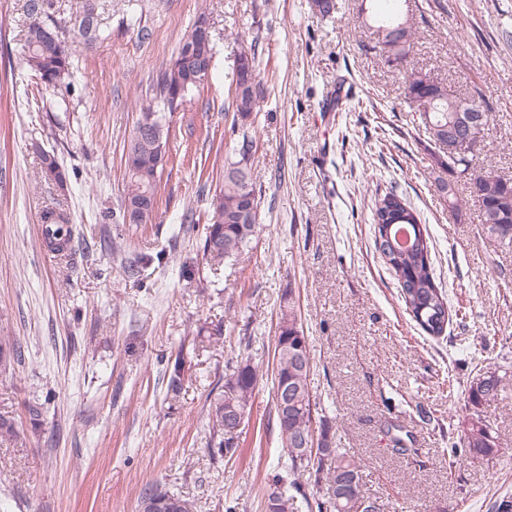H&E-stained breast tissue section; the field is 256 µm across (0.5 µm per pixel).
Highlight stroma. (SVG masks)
Instances as JSON below:
<instances>
[{
    "label": "stroma",
    "instance_id": "obj_1",
    "mask_svg": "<svg viewBox=\"0 0 512 512\" xmlns=\"http://www.w3.org/2000/svg\"><path fill=\"white\" fill-rule=\"evenodd\" d=\"M55 2L74 69L41 94L18 65L26 0H0V336L22 353L0 369V416L16 424L0 439V512H138L153 485L190 498L195 512H263L268 478L287 457L271 370L288 305L311 354L312 428L331 427L381 512H496L512 501V247L484 236L464 182L459 210L436 192L435 146L366 23L388 0H337L328 16L312 0H97L98 40L74 31L73 0ZM400 9L415 28L410 68L481 96L490 119L478 162L512 178V0ZM202 13L213 65L169 119L156 220L122 223L124 143L152 78ZM254 41L263 99L242 129L228 75ZM246 134L262 223L239 260L213 265L202 225L181 216L208 210L201 186L221 178ZM43 150L66 188L42 176ZM391 186L433 241L452 312L443 336L411 319L375 249L371 200ZM58 205L73 238L68 258L51 262L38 227ZM103 238L120 250H101ZM176 353L185 382L173 396L165 361ZM241 357L257 364L259 384L237 459L214 460L206 396ZM490 372L504 386L483 406L498 451L450 458L469 388ZM397 437L412 455L393 453Z\"/></svg>",
    "mask_w": 512,
    "mask_h": 512
}]
</instances>
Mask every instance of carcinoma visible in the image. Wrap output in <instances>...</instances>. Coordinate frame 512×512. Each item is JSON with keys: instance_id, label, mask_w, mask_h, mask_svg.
I'll use <instances>...</instances> for the list:
<instances>
[{"instance_id": "obj_1", "label": "carcinoma", "mask_w": 512, "mask_h": 512, "mask_svg": "<svg viewBox=\"0 0 512 512\" xmlns=\"http://www.w3.org/2000/svg\"><path fill=\"white\" fill-rule=\"evenodd\" d=\"M54 0H27L29 18L18 63L46 90H55L71 75L73 63L60 26L53 16ZM95 0H79L74 21L79 32L86 36L93 27ZM199 14L179 39L174 56L162 67L151 85L150 103L141 108L132 132L124 145L131 159L125 160L123 190L119 215L125 216L129 202L143 200L146 207L138 219L151 224L156 217L157 190L164 170L156 140L140 136L139 124L152 123L159 127L163 146H168L169 128L166 114L177 111L185 96L203 83L200 72L212 68L213 55L201 56L189 52L205 41L199 26ZM376 34L382 55L395 58L404 66L413 44L412 26L408 19L388 12L376 20ZM259 45L252 42L234 60L229 91L236 121L243 125L254 120L260 112L262 90L258 80ZM404 95L415 111L430 142L437 144L448 137V126L455 122L456 100L436 84L425 82L421 73L412 71L405 76ZM476 154L454 162L453 170L467 184H476L478 191L470 197L478 206L483 232L493 241L512 247V178L493 171L478 169ZM42 173L59 184L66 182L65 170L55 155L44 151L40 155ZM240 150L224 160V177L215 185L212 209L204 225L201 250L203 257L217 264L237 258L254 239L260 220L262 191L257 188L252 164L240 166ZM436 192L448 207H458L454 187L442 176L434 179ZM375 224V249L400 288L401 298L412 319L427 334L442 336L449 323L448 299L437 283L433 272L431 252L433 243L420 213L404 194L390 188L376 194L371 207ZM44 223L57 224L56 237L50 247L56 252L68 250L73 229L64 210L51 209L44 214ZM18 359V346L13 340L0 338V365ZM170 375L167 392L177 394L182 388L184 358L177 353L166 362ZM311 357L304 330L298 325L293 307L282 313L275 342L272 389L288 390V409L274 400L276 424L283 447L287 448L288 465L272 478V493L277 495V512H323L321 502H312L308 486L326 487L330 508L334 512H368L362 506L367 500L361 491V465L349 451L336 445L329 428L323 427L319 436L312 430V401L310 392ZM259 382L258 367L250 360L229 362L224 375L218 377L206 397L212 440V457L231 459L238 448L239 436L228 434L224 421L229 415L244 419L249 415L251 401ZM500 380L491 374L471 386L469 403L473 411L464 421L460 437L449 442L448 452L489 456L497 444L490 420L479 406L498 395ZM145 512H194V503L182 496L158 487L146 489L139 500Z\"/></svg>"}]
</instances>
